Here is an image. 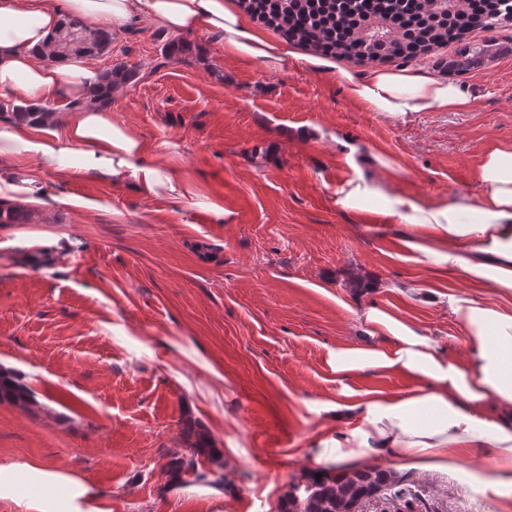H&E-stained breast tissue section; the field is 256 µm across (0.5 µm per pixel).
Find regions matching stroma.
Segmentation results:
<instances>
[{
    "label": "stroma",
    "mask_w": 512,
    "mask_h": 512,
    "mask_svg": "<svg viewBox=\"0 0 512 512\" xmlns=\"http://www.w3.org/2000/svg\"><path fill=\"white\" fill-rule=\"evenodd\" d=\"M493 34L497 55L452 76L470 111L395 119L331 74L236 63L190 34L186 60L169 63L171 32L119 29L89 62L136 70L112 117L183 193L42 172L40 192L0 197L27 214L0 224V367L31 392L0 401V465L60 469L98 491L101 512H278L309 469L335 467L319 444L320 404L340 389L329 349L377 305L463 354L448 297L469 290L409 260L382 200L341 205L357 172L336 142L393 161L405 200L479 197L485 148L512 146V22ZM189 420L219 448L221 483L170 482ZM486 455L408 474L409 496L384 491L362 512H503L512 487L492 496L471 479Z\"/></svg>",
    "instance_id": "stroma-1"
}]
</instances>
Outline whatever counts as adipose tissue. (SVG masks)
<instances>
[{
    "instance_id": "1",
    "label": "adipose tissue",
    "mask_w": 512,
    "mask_h": 512,
    "mask_svg": "<svg viewBox=\"0 0 512 512\" xmlns=\"http://www.w3.org/2000/svg\"><path fill=\"white\" fill-rule=\"evenodd\" d=\"M70 14L118 28L147 19L173 33L218 36L227 58L269 71L335 74L350 100L393 118L466 112L473 105L460 85L426 70L376 68L362 74L331 56L300 54L249 20L237 0H62L56 7L46 0H0V93L49 108L37 126H0V164L24 155L43 172L130 178L141 192L178 181L145 161L142 143L112 121L109 108L89 103L99 81L95 68L75 56L50 60L51 39ZM67 104L75 111L61 137L53 108ZM365 162L371 177L349 180L342 204L360 210L370 197H383L385 215L407 227L403 245L413 261L489 289L501 301L449 295L448 312L466 344L461 359L412 323L370 308L363 341L329 352V368L342 388L322 409L352 428L324 430L321 442L340 463L383 470L393 465L421 474L455 469L474 449L486 448L490 475L481 485L500 495L504 485H512V146L485 152L479 198L462 195L445 203H405L387 178L391 162L375 153ZM385 339L391 347H382ZM369 372H398L411 385L399 393L348 386L349 378ZM0 500L23 504L26 512H99L91 487L29 464L0 466Z\"/></svg>"
}]
</instances>
